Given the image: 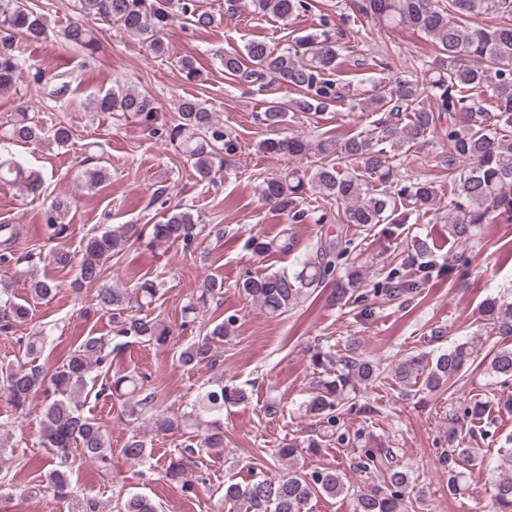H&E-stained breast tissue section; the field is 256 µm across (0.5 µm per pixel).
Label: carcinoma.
Listing matches in <instances>:
<instances>
[{"mask_svg":"<svg viewBox=\"0 0 512 512\" xmlns=\"http://www.w3.org/2000/svg\"><path fill=\"white\" fill-rule=\"evenodd\" d=\"M255 15H273L285 20L308 12L313 0H249ZM82 20L67 24L61 32L71 45L90 49L95 41L92 23L102 21L119 27L128 36L147 45L155 54H163L161 33L177 16H183L197 28L214 23L213 14L204 9L201 0H78ZM357 12L365 18L386 20L422 32L436 48L433 59H412L385 93L361 103L371 114L370 129L339 143L333 137L310 139L305 135L267 138L258 150L270 157H303L312 153L319 164L312 169L295 167L285 172L258 178V194L268 204L287 213L290 223H299L309 214L300 207L307 193H316L334 202L336 210L322 212L313 218L316 224L335 221L339 224L376 226L385 231L407 223L410 215L439 216L448 209V236L462 246L477 239L481 227L498 216L512 218V0H357ZM480 16L500 19L498 26L484 28L476 23ZM49 30L47 15L30 6L28 0H0V90L13 87L25 72H33L40 81L44 72L29 62L25 44L43 38ZM344 33L326 17L318 28L298 39L302 54L289 50L277 52L263 41H251L245 53H226L222 58L225 74L236 82L255 85L262 90L275 81L293 88L297 97L286 102L272 101L257 114L269 128L282 125L290 112L315 114L323 112L346 98L345 86L336 79L339 53ZM69 71L52 76L47 95L56 102L68 101L72 83ZM102 113L119 112L123 116L148 123L156 108L146 92L129 88L111 89L96 104ZM451 121L439 129L443 114ZM448 141V204L434 181L422 175L404 179L393 166L397 156L425 143L437 132ZM64 146L71 130L62 123L45 128L20 110L19 118L0 133V183L16 186L23 195L35 193L43 184L42 174L24 167L13 152L16 144H41L45 138ZM170 140L178 142L193 160L196 179L207 184L214 179L215 160L226 162L241 153L237 135L224 128L216 115L196 99L186 98L178 106L176 123ZM407 204L403 211L398 206ZM70 201L57 198L44 212L45 226L51 239L66 237L65 218ZM205 225L188 209L175 208L166 221L151 228L136 224H113L91 236L84 247L74 285L94 284L102 278L103 264L132 241L148 235L149 244L167 242L191 248L204 232ZM18 228L0 224L1 261L26 264L32 298L53 299L59 284L39 274L40 261L33 255L15 256L10 251ZM248 245L259 255H266L288 245L275 246V240L253 236ZM432 243L426 237L414 236L401 259L386 275L390 287L386 295L416 294L434 274V266L425 261ZM351 242L335 241L316 246L315 257H307L292 274L263 277L247 275L241 281L243 292L256 301L271 318H277L296 306L311 288H317L335 277L336 267L345 266L347 283L339 294L349 293L362 299L365 264L349 261ZM163 287L157 279L138 281L133 288H101L97 294L100 311L109 315L120 337L147 345H165L173 335L172 328L149 317L146 311L156 301ZM224 281L214 276L202 280L197 294L184 306L185 322L195 321L210 302L223 295ZM29 310L12 300L9 283L0 281V330L6 331L17 322L27 320ZM483 316L499 336L512 340V297L498 296L486 301ZM237 321L229 315L217 322L197 341L179 353L182 366L195 368L215 362L216 345L224 342L229 328ZM470 343L459 342L432 356L427 352L411 354L392 367L391 374L403 385L421 379L433 391L454 379L473 357ZM312 364L327 372L314 384L307 410L332 430L336 412L352 401L350 391L356 385L375 382L382 371L380 365L359 355L336 356V353L312 352ZM112 347L103 336H87L62 365L45 370L39 365L7 364L0 367V392L19 412L35 394L42 391L47 405L44 410L42 447L54 461L47 482L53 495L72 496V462L75 456L88 460L102 470L112 463V446L95 418L84 410L90 393L92 372L111 368ZM490 367L507 383L512 380V347L493 350ZM144 378L126 373L113 377L111 394L125 398V416L132 425L130 436L120 454L133 466L147 462L143 424L149 420L145 408L150 396H142ZM245 393L224 385L220 376L208 382L189 412L155 419L156 429L178 431L181 448L169 458L164 477L181 483L184 492L193 490L186 475L201 450L217 454L224 451V426L220 415L224 407L238 404ZM473 449L457 444L455 429L448 431V455L460 461L471 458ZM356 468L360 472H381L387 484L384 490L361 492L356 498L357 512H403L404 497L409 486L407 471L396 456L372 449L362 450ZM340 474L323 468L310 473L288 469L278 477L262 475L242 485L224 482L221 501L233 512H304L310 499L323 494L336 496L344 492ZM495 512H512V475L495 485ZM122 512H158L150 499L142 495L127 497Z\"/></svg>","mask_w":512,"mask_h":512,"instance_id":"1","label":"carcinoma"}]
</instances>
